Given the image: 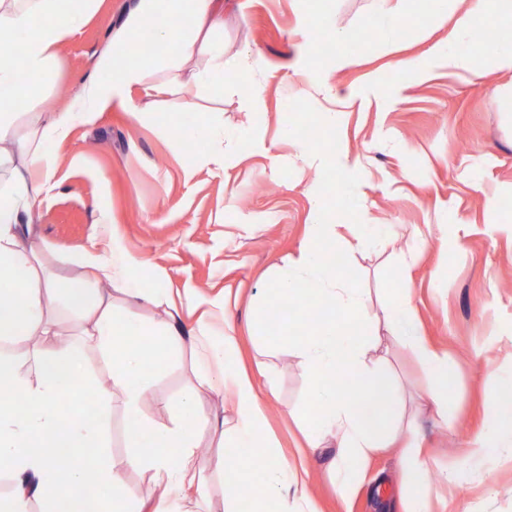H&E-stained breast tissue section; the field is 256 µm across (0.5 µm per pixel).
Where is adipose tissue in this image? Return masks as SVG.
Listing matches in <instances>:
<instances>
[{"label": "adipose tissue", "mask_w": 512, "mask_h": 512, "mask_svg": "<svg viewBox=\"0 0 512 512\" xmlns=\"http://www.w3.org/2000/svg\"><path fill=\"white\" fill-rule=\"evenodd\" d=\"M96 0H0V471L10 478L0 495V512H214L210 490H224V512H236L250 497L255 512H317L309 491L306 461H280L268 430L262 383L266 365L256 374L239 368V338L229 304L202 295L192 298L200 314L185 321L183 305L164 288L162 271L130 254L120 235L110 248L92 244L79 260L84 277L63 279L45 267L29 238L38 206L55 186L53 142L65 139L74 120L89 122L101 112H137L130 92L143 83L147 64L129 58L128 45L149 37L161 50L159 63L167 82L196 94L224 84L249 85L241 58L225 57L215 37L222 6L219 0H138L122 27L96 57L94 67L111 74L108 82L92 79L84 87L77 112H36L28 81L41 78L57 58ZM505 21L512 28V0H468L447 44L430 50L431 63L465 69L479 78L468 33L475 15ZM25 130H18V119ZM339 249L365 247L371 237L349 241L335 221L317 215L309 234L288 267L272 283L276 299L302 295L317 299L318 316L302 314L306 331H289L286 345L302 359L310 394L297 410L310 451L334 441L329 468L342 496L358 489L359 464L377 449L400 444V465L409 488L403 512H431L423 489L428 468L425 450L414 436V417L405 415L395 378L386 358L376 356L380 333L403 338L428 375L426 401L447 418L454 401L453 369L447 354L422 337L408 292L370 312L367 292L355 278L336 273L322 252L325 243ZM105 284L117 293L102 292ZM68 314L56 313V303ZM164 313L163 321L146 324L128 316L129 306ZM31 345L25 354L17 342ZM112 364L109 384L100 391L94 417H63L59 401L76 385L89 384L87 350ZM191 350L192 380L168 424L147 425L140 413L153 379L172 358ZM231 394L232 419H213L210 435L219 451H199L201 393ZM383 396L377 406L374 396ZM126 416L123 442L129 468L149 474L150 487L139 508L129 505L124 481L107 453L113 399ZM488 402L492 420L471 441L472 456L512 447V376L499 380ZM252 449L263 459L264 482L253 488L248 462L239 456Z\"/></svg>", "instance_id": "obj_1"}]
</instances>
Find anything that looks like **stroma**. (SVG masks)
Segmentation results:
<instances>
[{
	"label": "stroma",
	"mask_w": 512,
	"mask_h": 512,
	"mask_svg": "<svg viewBox=\"0 0 512 512\" xmlns=\"http://www.w3.org/2000/svg\"><path fill=\"white\" fill-rule=\"evenodd\" d=\"M136 2L97 0L42 78L38 110L78 109L97 54ZM415 10L414 0L382 8L375 0H226L219 37L262 87L260 106L229 83L198 96L174 86L161 95L133 88L140 115L100 113L54 144L57 187L40 205L32 240L60 277L73 278L90 238L117 232L131 254L165 273L174 297L197 291L236 304L240 363L273 370L270 431L282 461L307 456L319 512H402L397 449L375 454L347 500L330 479L327 456L307 455L292 417L309 393L306 372L292 350L270 339L267 288L276 269L297 253L316 211L329 215L347 201L344 235L378 224L392 246L338 253V269L361 280L375 309L409 291L424 337L447 352L455 371V410L444 422L418 411L424 372L402 342L390 346L431 458L432 512H512V447L482 462L468 453L496 375L512 371V210L502 208L512 201V73L496 71L487 57L488 77L476 85L466 71L428 67L430 48L447 42L460 14L418 22ZM325 17L344 40L314 45L312 63L298 62L299 47L314 44L311 32ZM407 22L412 36H396ZM343 57L356 66H340ZM401 58L422 72L403 70ZM330 112L335 121H327ZM203 117L217 132L251 137V147L225 155L220 166L191 152ZM312 125L319 141L307 135ZM307 144L362 159L345 192H337L331 164L314 167L301 157ZM103 213L111 223H99ZM406 262L410 272L399 277ZM86 357L97 385L106 384L98 353ZM191 363L190 355L176 357L157 376L143 406L151 421L169 423ZM97 385L62 397L61 414L78 408L94 416ZM450 472L454 480L444 482Z\"/></svg>",
	"instance_id": "1"
}]
</instances>
